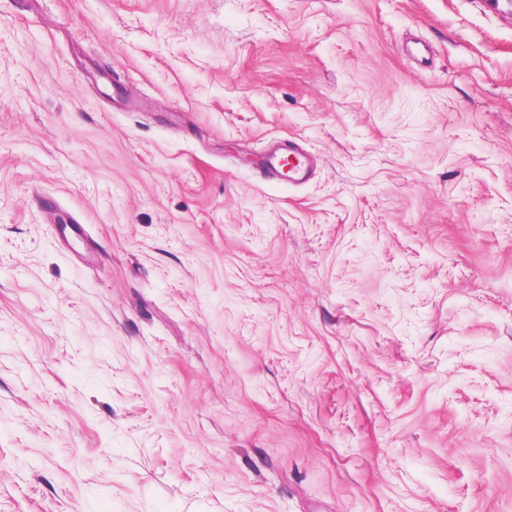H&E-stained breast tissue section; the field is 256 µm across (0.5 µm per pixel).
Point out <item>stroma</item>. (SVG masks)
Listing matches in <instances>:
<instances>
[{"instance_id": "1", "label": "stroma", "mask_w": 512, "mask_h": 512, "mask_svg": "<svg viewBox=\"0 0 512 512\" xmlns=\"http://www.w3.org/2000/svg\"><path fill=\"white\" fill-rule=\"evenodd\" d=\"M0 512H512V16L0 0ZM308 170L307 155L297 150L293 141L288 139V147L266 156L257 178L261 182L300 183L307 177Z\"/></svg>"}]
</instances>
